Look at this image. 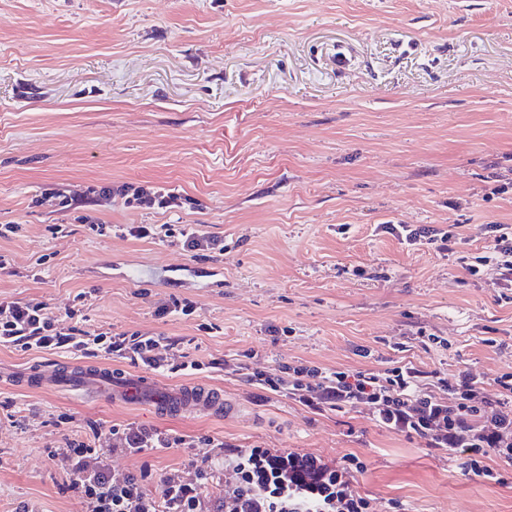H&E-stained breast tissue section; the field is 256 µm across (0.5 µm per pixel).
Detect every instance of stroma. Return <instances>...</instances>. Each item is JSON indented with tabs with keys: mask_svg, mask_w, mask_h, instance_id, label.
<instances>
[{
	"mask_svg": "<svg viewBox=\"0 0 512 512\" xmlns=\"http://www.w3.org/2000/svg\"><path fill=\"white\" fill-rule=\"evenodd\" d=\"M106 184L180 201L92 203ZM56 188L74 193L68 210ZM86 215L112 232L89 234ZM0 224L22 227L0 239V300L59 314L86 293L82 329L176 339L159 386L196 361L234 407L159 417L0 384V512H85L48 452L129 423L187 441L110 457L154 493L222 442L330 464L355 453L378 512H512V482L468 474L367 406L316 413L235 366L245 350L274 375L400 361L488 386L512 369V291L495 269L469 276L457 254L381 230L454 224L478 254L489 225H512V0H0ZM120 224H194L224 250L195 258ZM213 267L223 287L203 278ZM174 297L193 313L156 317Z\"/></svg>",
	"mask_w": 512,
	"mask_h": 512,
	"instance_id": "stroma-1",
	"label": "stroma"
}]
</instances>
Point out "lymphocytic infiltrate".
I'll return each mask as SVG.
<instances>
[{
  "label": "lymphocytic infiltrate",
  "mask_w": 512,
  "mask_h": 512,
  "mask_svg": "<svg viewBox=\"0 0 512 512\" xmlns=\"http://www.w3.org/2000/svg\"><path fill=\"white\" fill-rule=\"evenodd\" d=\"M498 247L472 257L463 267L472 276L483 267L497 272L499 288H512V227L498 224ZM85 294H77L65 313L57 315L34 301H0V345L23 351L65 350L84 356H116L154 371H169L175 342L164 336L84 332ZM250 383L284 393L315 410L367 405L381 426L424 440L440 453L463 458L465 469L484 481L505 484L512 468V372L494 380L495 397L469 372L454 380H429L426 372L405 363L381 373L285 364L277 376L261 368L248 373ZM183 436L134 425L112 427L109 445L93 447L68 442L61 461L70 485L88 505V512H375L374 500L356 487L366 464L356 454L330 464L313 454L285 448L225 447L222 463L205 458L191 477L166 475L160 494L145 488L146 472L112 476V451L135 456L154 449L178 448ZM497 466H489V459ZM224 470V494L213 499L209 485L216 468Z\"/></svg>",
  "instance_id": "f902f5d3"
}]
</instances>
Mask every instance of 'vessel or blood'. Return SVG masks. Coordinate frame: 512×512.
Here are the masks:
<instances>
[{"instance_id": "vessel-or-blood-1", "label": "vessel or blood", "mask_w": 512, "mask_h": 512, "mask_svg": "<svg viewBox=\"0 0 512 512\" xmlns=\"http://www.w3.org/2000/svg\"><path fill=\"white\" fill-rule=\"evenodd\" d=\"M5 378L20 389L71 391L124 405L146 406L161 416L225 415L233 411L223 393L209 386L188 382L176 388H163L150 376L117 372L97 361L49 364L34 371H11Z\"/></svg>"}]
</instances>
